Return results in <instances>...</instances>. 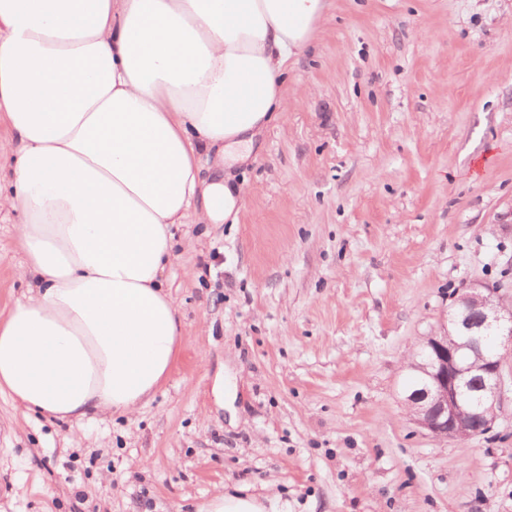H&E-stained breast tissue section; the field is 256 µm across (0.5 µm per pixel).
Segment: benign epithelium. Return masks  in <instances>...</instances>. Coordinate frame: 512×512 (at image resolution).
I'll use <instances>...</instances> for the list:
<instances>
[{"label": "benign epithelium", "mask_w": 512, "mask_h": 512, "mask_svg": "<svg viewBox=\"0 0 512 512\" xmlns=\"http://www.w3.org/2000/svg\"><path fill=\"white\" fill-rule=\"evenodd\" d=\"M512 356V303L479 285L457 297L446 323L427 337L413 368L421 384L406 401L432 436L465 442L492 430L505 355Z\"/></svg>", "instance_id": "obj_1"}]
</instances>
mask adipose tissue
Instances as JSON below:
<instances>
[{
	"mask_svg": "<svg viewBox=\"0 0 512 512\" xmlns=\"http://www.w3.org/2000/svg\"><path fill=\"white\" fill-rule=\"evenodd\" d=\"M326 0H0V214L32 289L0 319V392L60 420L128 415L183 332L163 279L173 228L244 190L205 181L288 108V63Z\"/></svg>",
	"mask_w": 512,
	"mask_h": 512,
	"instance_id": "ef3b65f1",
	"label": "adipose tissue"
}]
</instances>
